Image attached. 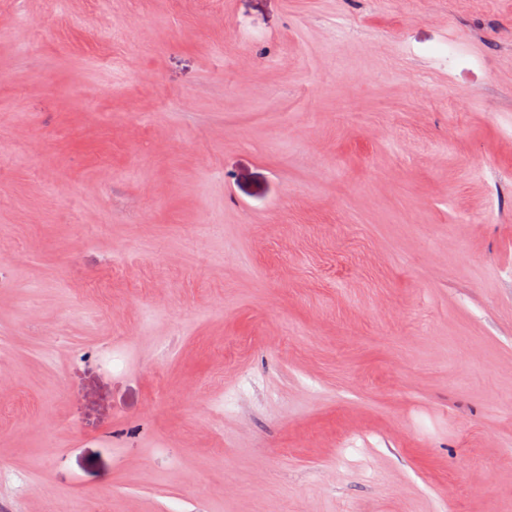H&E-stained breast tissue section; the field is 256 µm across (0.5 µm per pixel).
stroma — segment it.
<instances>
[{
    "label": "stroma",
    "mask_w": 512,
    "mask_h": 512,
    "mask_svg": "<svg viewBox=\"0 0 512 512\" xmlns=\"http://www.w3.org/2000/svg\"><path fill=\"white\" fill-rule=\"evenodd\" d=\"M0 247V512H512V0H0Z\"/></svg>",
    "instance_id": "obj_1"
}]
</instances>
